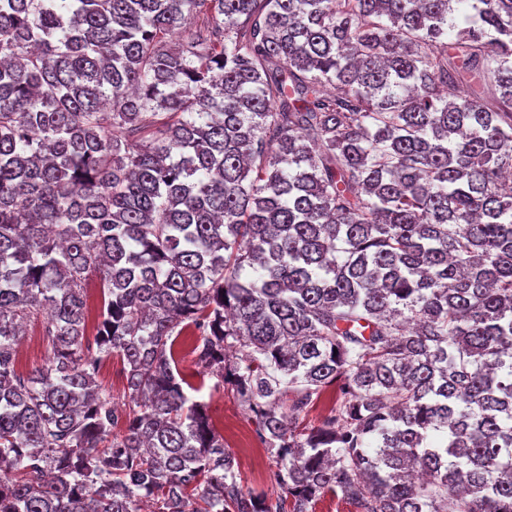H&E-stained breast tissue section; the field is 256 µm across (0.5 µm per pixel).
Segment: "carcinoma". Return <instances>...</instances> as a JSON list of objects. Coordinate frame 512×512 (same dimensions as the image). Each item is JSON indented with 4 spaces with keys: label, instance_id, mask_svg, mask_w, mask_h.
Listing matches in <instances>:
<instances>
[{
    "label": "carcinoma",
    "instance_id": "carcinoma-1",
    "mask_svg": "<svg viewBox=\"0 0 512 512\" xmlns=\"http://www.w3.org/2000/svg\"><path fill=\"white\" fill-rule=\"evenodd\" d=\"M511 173L512 0H0V512H512ZM86 296H87V304L89 308L90 318L87 333L89 338H93V328L95 320H97L98 315L102 309V298L101 292L99 288V282L95 276H90L86 282ZM44 316L27 322L26 333L17 345L16 362L20 373L26 375L44 367L49 360L50 352L41 335ZM196 336H193L191 332H187L186 335L181 336L182 350L179 354V369L186 378L197 383L199 381V371L201 370L195 364L194 356L190 353L192 344ZM99 382L111 388L115 398H122L124 381L120 362L116 359L106 362L100 370ZM210 384L207 379L206 387L198 396L208 403L219 431L224 434L225 449L238 466V481L245 491L271 495L274 488L268 473L272 463L260 442L255 448L250 445L256 435L247 410L230 393L210 392Z\"/></svg>",
    "mask_w": 512,
    "mask_h": 512
}]
</instances>
